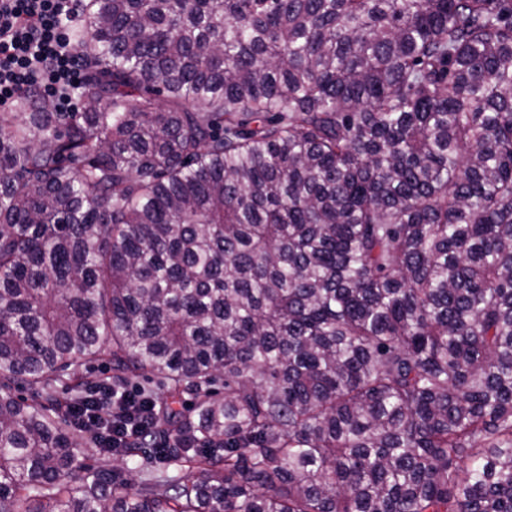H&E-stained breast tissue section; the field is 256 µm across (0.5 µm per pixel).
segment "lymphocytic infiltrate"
Instances as JSON below:
<instances>
[{
	"label": "lymphocytic infiltrate",
	"mask_w": 512,
	"mask_h": 512,
	"mask_svg": "<svg viewBox=\"0 0 512 512\" xmlns=\"http://www.w3.org/2000/svg\"><path fill=\"white\" fill-rule=\"evenodd\" d=\"M83 0H0V104L36 95L72 111L85 82L75 22Z\"/></svg>",
	"instance_id": "obj_1"
}]
</instances>
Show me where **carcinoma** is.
I'll return each instance as SVG.
<instances>
[{"label": "carcinoma", "mask_w": 512, "mask_h": 512, "mask_svg": "<svg viewBox=\"0 0 512 512\" xmlns=\"http://www.w3.org/2000/svg\"><path fill=\"white\" fill-rule=\"evenodd\" d=\"M78 31L82 107L0 112V512H512V0ZM89 398L91 406L75 417L76 427L81 432L95 427L104 437L113 438V432H109V427L104 425L113 415L112 391L104 386L93 387Z\"/></svg>", "instance_id": "cac0c4a2"}]
</instances>
